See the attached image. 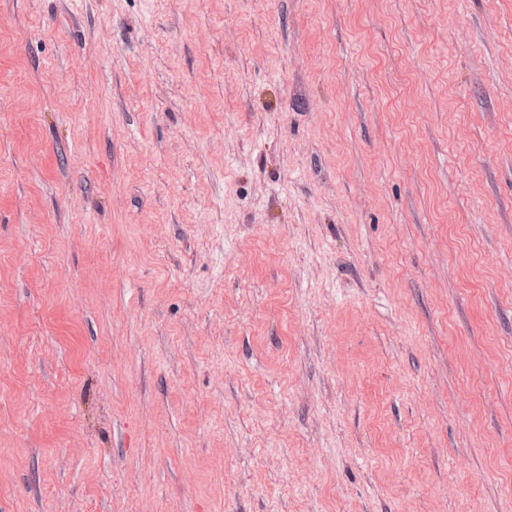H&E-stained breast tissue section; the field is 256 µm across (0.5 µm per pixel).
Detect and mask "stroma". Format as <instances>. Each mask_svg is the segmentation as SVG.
<instances>
[{"label":"stroma","instance_id":"stroma-1","mask_svg":"<svg viewBox=\"0 0 512 512\" xmlns=\"http://www.w3.org/2000/svg\"><path fill=\"white\" fill-rule=\"evenodd\" d=\"M0 512H512V0H0Z\"/></svg>","mask_w":512,"mask_h":512}]
</instances>
